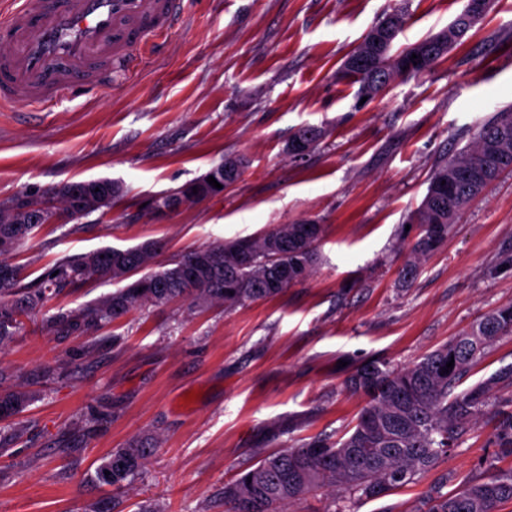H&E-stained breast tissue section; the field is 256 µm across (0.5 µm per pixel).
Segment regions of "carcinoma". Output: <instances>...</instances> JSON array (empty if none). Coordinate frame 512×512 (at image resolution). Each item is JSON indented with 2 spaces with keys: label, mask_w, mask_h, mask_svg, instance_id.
<instances>
[{
  "label": "carcinoma",
  "mask_w": 512,
  "mask_h": 512,
  "mask_svg": "<svg viewBox=\"0 0 512 512\" xmlns=\"http://www.w3.org/2000/svg\"><path fill=\"white\" fill-rule=\"evenodd\" d=\"M350 56L371 59V68H343L346 78L371 95L390 82L418 75L448 54L440 39L448 34L460 42L471 29L459 15L452 27L430 35L397 51L388 46L379 51L375 40L390 31L398 36L406 23L405 7L385 13ZM421 54L416 70L406 61ZM471 169L475 179L456 181L454 193L446 196L434 186L448 175ZM512 173V127L500 118L482 125L473 141L459 154L440 165L430 179L427 192L416 210L420 237L416 240L402 275L411 280L419 260L437 250L464 207L501 176ZM87 183L74 182L48 188L37 197L22 194L0 207V349L23 330L25 319L64 288L92 277L117 279L118 272L144 275L97 303L59 310L48 317L45 328L60 336H85L135 307H161L173 302L188 308L222 303L236 307L267 299L303 279L316 260L315 245L322 225L280 224L258 238H243L196 249L166 264H154L163 250L158 240L116 250L105 247L69 257L51 268L32 285L24 268L9 260L17 246L53 218L58 210L77 212L90 204L108 207L86 190ZM224 192L207 180H192L159 201L170 208L194 203ZM271 238L282 241L280 255L267 253ZM512 335V303L502 305L476 320L463 334L443 344L421 360L395 368L383 359L360 364L347 379L346 387L361 394L366 404L354 426L340 439L314 437L297 447L266 453L252 467L224 484V512H241L248 504L252 512H288V504L319 489L331 491V504L323 512H345L348 503L381 498L432 470L441 456L463 441L486 414L495 420L494 436L499 452L512 457V363L463 391L457 388L501 337ZM454 367L446 369L449 361ZM30 401L21 390L0 391V422L19 415ZM22 431L14 422L0 429V456L13 448ZM150 453L148 441H135L112 449L110 458L96 472V479L116 489L134 477ZM110 475H105V472ZM512 502V468L496 470L479 480L465 481L454 492L431 489L417 512H499Z\"/></svg>",
  "instance_id": "carcinoma-1"
}]
</instances>
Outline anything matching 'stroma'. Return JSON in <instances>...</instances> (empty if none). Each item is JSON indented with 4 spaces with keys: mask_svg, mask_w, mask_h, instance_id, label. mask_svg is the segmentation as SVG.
I'll use <instances>...</instances> for the list:
<instances>
[{
    "mask_svg": "<svg viewBox=\"0 0 512 512\" xmlns=\"http://www.w3.org/2000/svg\"><path fill=\"white\" fill-rule=\"evenodd\" d=\"M406 2L402 48L447 28L465 0H183L182 16L138 66L36 110L0 106V204L17 194L112 178L110 207L43 225L13 255L37 279L64 258L151 240L157 263L280 224L317 220L313 272L279 295L200 311L133 309L87 336L41 331L39 320L121 288L112 279L67 287L0 351V387L34 398L23 433L0 457V512H224V484L263 451L343 436L364 404L344 382L380 358L419 360L480 315L512 302V176L459 216L447 240L401 269L435 169L512 108V0H492L460 45L430 70L360 101L341 76L377 18ZM304 126L323 136L289 154ZM240 157L224 193L165 216L147 198ZM194 402H186L190 391ZM483 419L438 466L351 512H415L430 489L454 490L512 468L496 458ZM151 438L147 464L121 491L96 480L112 449Z\"/></svg>",
    "mask_w": 512,
    "mask_h": 512,
    "instance_id": "1",
    "label": "stroma"
}]
</instances>
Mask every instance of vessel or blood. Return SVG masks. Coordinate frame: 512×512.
<instances>
[{
  "label": "vessel or blood",
  "mask_w": 512,
  "mask_h": 512,
  "mask_svg": "<svg viewBox=\"0 0 512 512\" xmlns=\"http://www.w3.org/2000/svg\"><path fill=\"white\" fill-rule=\"evenodd\" d=\"M181 0H20L0 21V100L44 105L98 81L102 68L171 29Z\"/></svg>",
  "instance_id": "b4317fda"
}]
</instances>
